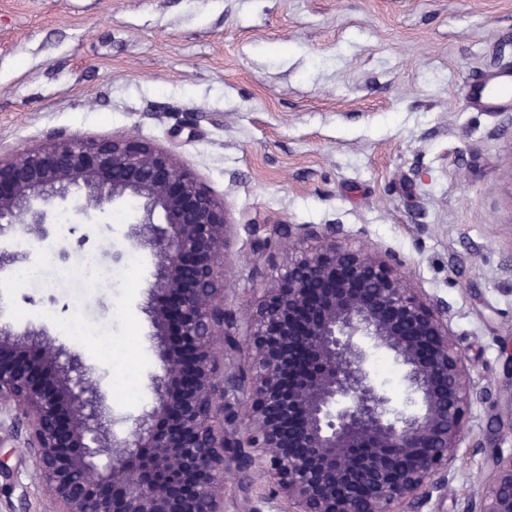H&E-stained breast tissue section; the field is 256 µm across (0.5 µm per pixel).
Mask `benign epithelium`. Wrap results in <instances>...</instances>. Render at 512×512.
<instances>
[{
	"mask_svg": "<svg viewBox=\"0 0 512 512\" xmlns=\"http://www.w3.org/2000/svg\"><path fill=\"white\" fill-rule=\"evenodd\" d=\"M134 200L150 249L146 313L164 375L149 422L109 436L78 358L0 319V474L20 451L52 512H224L230 471L263 480L291 512H418L449 475L474 392L448 302L408 286L400 260L342 242L340 224H290L253 252H288L251 309L224 305V201L151 143L64 134L0 156V278L14 239L50 234L68 207ZM245 342L244 363L226 352ZM405 369L406 410L377 384L370 352ZM112 464L94 458L104 444ZM471 512H512V451Z\"/></svg>",
	"mask_w": 512,
	"mask_h": 512,
	"instance_id": "7a95c632",
	"label": "benign epithelium"
}]
</instances>
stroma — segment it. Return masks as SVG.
I'll return each mask as SVG.
<instances>
[{
    "label": "stroma",
    "mask_w": 512,
    "mask_h": 512,
    "mask_svg": "<svg viewBox=\"0 0 512 512\" xmlns=\"http://www.w3.org/2000/svg\"><path fill=\"white\" fill-rule=\"evenodd\" d=\"M503 67L512 0H0V153L58 132L171 151L224 201L231 309L287 263L262 258L255 278L252 237L288 224H339L346 244L398 254L412 287L447 301L469 379L491 392L471 409L447 499L422 509L469 512L490 450L512 448V111L465 97ZM134 217L126 204L66 213L16 247L40 283L0 290L17 331L46 329L80 356L119 436L155 405L160 371ZM87 255L111 278H87ZM11 466L0 512H47L33 462Z\"/></svg>",
    "instance_id": "stroma-1"
}]
</instances>
